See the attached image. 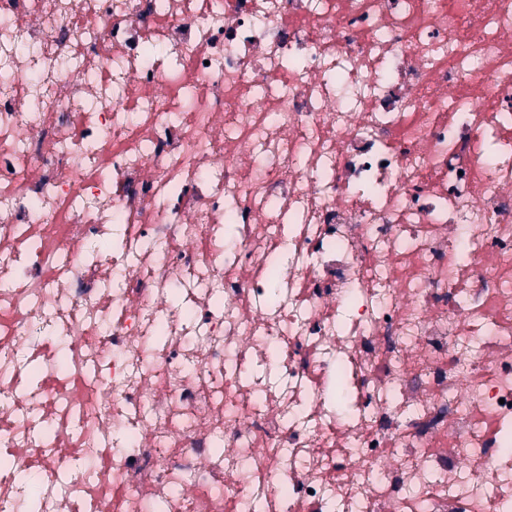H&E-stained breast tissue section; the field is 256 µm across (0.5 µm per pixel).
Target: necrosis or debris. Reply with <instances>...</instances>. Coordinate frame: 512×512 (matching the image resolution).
I'll use <instances>...</instances> for the list:
<instances>
[{"label": "necrosis or debris", "instance_id": "necrosis-or-debris-1", "mask_svg": "<svg viewBox=\"0 0 512 512\" xmlns=\"http://www.w3.org/2000/svg\"><path fill=\"white\" fill-rule=\"evenodd\" d=\"M0 455V512H512V0H0Z\"/></svg>", "mask_w": 512, "mask_h": 512}]
</instances>
